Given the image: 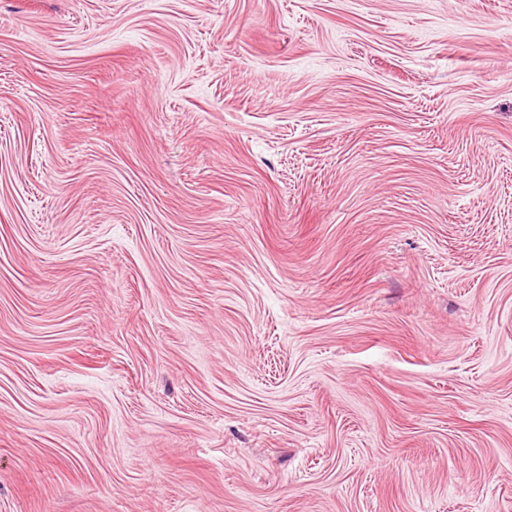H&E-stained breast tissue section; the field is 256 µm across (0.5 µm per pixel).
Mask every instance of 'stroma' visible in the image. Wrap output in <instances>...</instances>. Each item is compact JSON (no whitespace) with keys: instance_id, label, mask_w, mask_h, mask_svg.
<instances>
[{"instance_id":"1","label":"stroma","mask_w":512,"mask_h":512,"mask_svg":"<svg viewBox=\"0 0 512 512\" xmlns=\"http://www.w3.org/2000/svg\"><path fill=\"white\" fill-rule=\"evenodd\" d=\"M0 512H512V0H0Z\"/></svg>"}]
</instances>
